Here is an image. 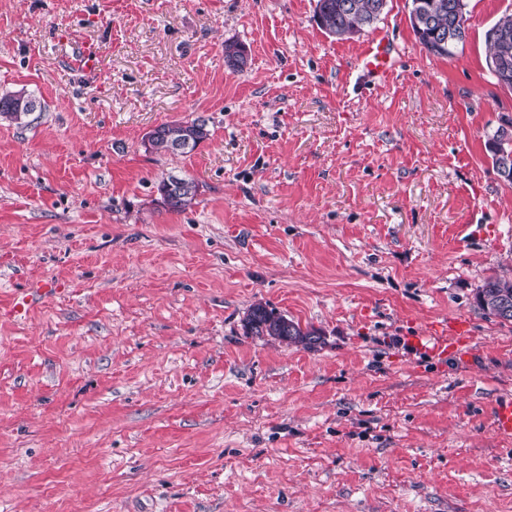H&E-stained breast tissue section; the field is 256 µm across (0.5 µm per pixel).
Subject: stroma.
I'll use <instances>...</instances> for the list:
<instances>
[{
  "mask_svg": "<svg viewBox=\"0 0 512 512\" xmlns=\"http://www.w3.org/2000/svg\"><path fill=\"white\" fill-rule=\"evenodd\" d=\"M465 3L448 59L410 0L344 39L316 0H0V94L41 103L0 120V512H512L490 419L512 324L475 299L512 278L485 148L512 118L485 63L512 0ZM85 40L93 77L67 65ZM194 119L192 152L145 149ZM168 176L198 183L185 210ZM257 303L320 343L245 335ZM455 322L473 354L436 357L427 328ZM389 48L381 40H374L362 57L363 69L367 74L384 76L390 67ZM19 93H24L26 99L28 100V104L30 105L29 109L25 107L22 110L19 109L16 99V96ZM36 108L37 99L31 93L26 95L25 92H17L14 94L11 92L0 96L1 120H5L16 125H23L26 123L27 116L30 114V112H35ZM158 191L163 204L178 211L192 204L198 192V185L191 179L169 176L160 181ZM60 289L61 288H58V284L53 280L37 282L31 286L29 293L15 304L14 310L17 314L26 312L32 303L45 299L59 292Z\"/></svg>",
  "mask_w": 512,
  "mask_h": 512,
  "instance_id": "obj_1",
  "label": "stroma"
}]
</instances>
